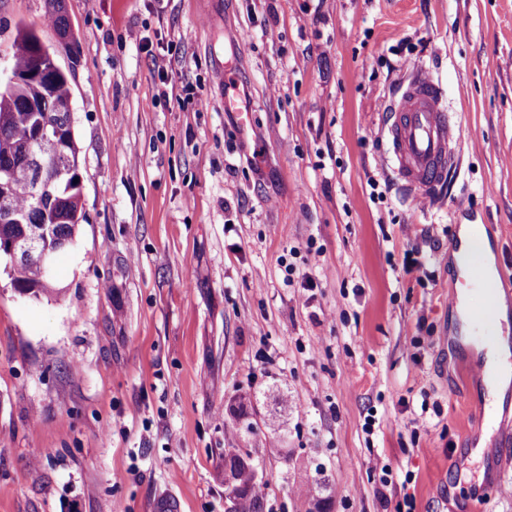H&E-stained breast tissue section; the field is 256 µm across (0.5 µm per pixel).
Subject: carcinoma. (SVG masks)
<instances>
[{"mask_svg":"<svg viewBox=\"0 0 512 512\" xmlns=\"http://www.w3.org/2000/svg\"><path fill=\"white\" fill-rule=\"evenodd\" d=\"M48 14L56 23L59 46L65 50L77 43L64 13V0H47ZM10 72L20 79L11 86L0 83V170L7 171L8 191L13 209L26 217L23 224H0V246L13 238L30 235L47 226L55 237L73 243L80 224L85 221L80 175V148L75 138L68 106L73 102V90L68 75L59 70L55 58L46 53L36 32L22 25L18 28L17 49L10 59ZM40 71L39 79L25 77ZM48 98L57 112L53 120L57 129L35 139L39 118L44 113L36 109ZM34 145L35 150L52 163L47 178L54 180L53 199L39 202L30 192L31 169L18 162L13 149ZM13 288L35 297L53 296L58 289L43 280L40 267L34 261L9 262ZM224 466L231 469L233 512H261V484L254 481L251 467L230 460Z\"/></svg>","mask_w":512,"mask_h":512,"instance_id":"carcinoma-1","label":"carcinoma"}]
</instances>
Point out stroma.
<instances>
[{
	"mask_svg": "<svg viewBox=\"0 0 512 512\" xmlns=\"http://www.w3.org/2000/svg\"><path fill=\"white\" fill-rule=\"evenodd\" d=\"M64 4L86 219L59 296L0 261V512H152L164 491L225 512L228 448L262 461L265 512H306L320 480L330 512H382L376 457L414 512H512V468L487 470L512 387L488 419L450 245L482 225L512 289V0ZM22 24L56 49L45 0H0V61ZM408 62L462 126L439 205L403 201L384 161ZM233 86L236 82L232 81ZM224 110L225 112H235L238 116V125L243 132L253 126L252 110L245 107L241 101V94L238 86L233 89V93L224 94Z\"/></svg>",
	"mask_w": 512,
	"mask_h": 512,
	"instance_id": "obj_1",
	"label": "stroma"
}]
</instances>
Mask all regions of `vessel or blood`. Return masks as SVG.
Returning a JSON list of instances; mask_svg holds the SVG:
<instances>
[{
  "mask_svg": "<svg viewBox=\"0 0 512 512\" xmlns=\"http://www.w3.org/2000/svg\"><path fill=\"white\" fill-rule=\"evenodd\" d=\"M224 109L237 114L240 130L252 127L251 111L243 105L240 92L225 93ZM456 128L443 88L431 75L416 69L396 84L381 116V129L386 162L404 197L430 204L445 194L458 163ZM451 247L462 263L464 283L486 295L484 307L469 312V320L483 336L498 337L503 280L488 282L481 259L467 250L460 237L452 238Z\"/></svg>",
  "mask_w": 512,
  "mask_h": 512,
  "instance_id": "vessel-or-blood-1",
  "label": "vessel or blood"
}]
</instances>
